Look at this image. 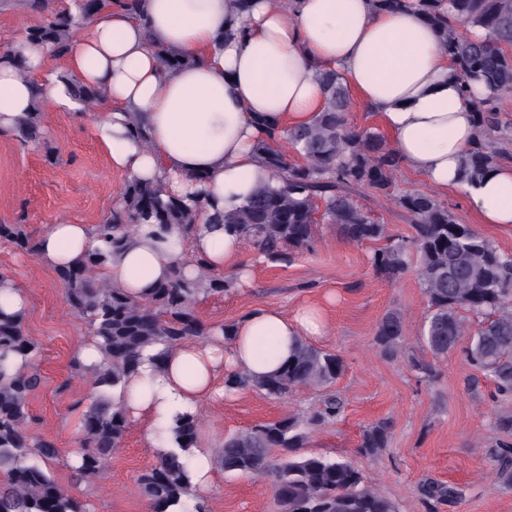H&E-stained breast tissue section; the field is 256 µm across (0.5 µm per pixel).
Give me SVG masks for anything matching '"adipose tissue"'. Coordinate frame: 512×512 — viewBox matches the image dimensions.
<instances>
[{
  "mask_svg": "<svg viewBox=\"0 0 512 512\" xmlns=\"http://www.w3.org/2000/svg\"><path fill=\"white\" fill-rule=\"evenodd\" d=\"M158 44L190 64L165 67L154 52ZM23 55L31 76L43 69L44 49L27 46ZM66 69L105 93L92 124L112 168L159 184L164 196L199 195L221 208L278 185L279 173L260 162L253 144L264 126L312 120L324 105L322 69L342 74L379 114L404 164L435 189L460 186L461 161L477 132L435 31L416 10L379 11L372 0H144L138 18L107 8L73 40ZM31 76L0 64V130L13 129L40 90L72 107L60 84L38 86ZM138 123L148 144L133 134ZM467 196L482 223L512 224V167L492 168ZM106 247L95 226L62 221L41 235L37 258L55 270ZM242 250L238 234L210 224L202 210L189 238L175 232L164 246L138 227L99 276L144 300L189 252L216 272L235 266L247 280ZM325 333L316 306L290 314L253 310L237 321L232 343L184 342L160 370L144 360L125 384L123 403L130 420L144 424L150 445L166 451L176 419L221 395V376L276 373L297 339Z\"/></svg>",
  "mask_w": 512,
  "mask_h": 512,
  "instance_id": "adipose-tissue-1",
  "label": "adipose tissue"
}]
</instances>
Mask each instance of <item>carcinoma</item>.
<instances>
[{
  "label": "carcinoma",
  "instance_id": "obj_1",
  "mask_svg": "<svg viewBox=\"0 0 512 512\" xmlns=\"http://www.w3.org/2000/svg\"><path fill=\"white\" fill-rule=\"evenodd\" d=\"M380 10L414 8L437 33L450 58L452 75L465 89L476 120L477 138L466 153L462 180H481L498 160L509 156L512 125L500 117L503 98L512 94V0H374ZM118 6L133 15L141 0H71V6L48 15L23 30L27 41L50 54L67 53L77 32L91 16ZM479 27L486 37L475 39L462 29ZM156 53L169 68L191 63L167 48ZM326 97L324 108L307 125L267 127L255 144V153L282 174V184L259 187L235 209H213V224L230 226L257 253L283 260L309 247L317 221L337 225L357 243L387 239L370 258L374 273L388 281L416 271L427 301L421 339L431 354L441 358L460 347L470 363L494 386L503 400H512V254L501 252L474 227L462 224L448 206L419 191L395 196L413 229L409 239L392 241L388 228L370 219L354 198L369 187L389 196L394 174L402 162L383 135L356 130L347 120L348 87L332 69L319 73ZM70 98L80 107L98 103L104 93L83 85L65 73L57 74ZM489 94L473 93L471 82ZM47 100L37 92L32 110L15 131L27 142L45 140L41 116ZM205 201L187 202L163 197L155 183L139 178L124 182L120 198L97 231L116 250L142 224L161 235L180 232L188 237L196 210ZM0 242L25 252L34 251L19 224H0ZM97 251L76 264L56 271L69 306L87 324L103 361L95 366V384L117 391L112 400L94 403L81 421V449L71 469L78 478L97 476L112 451L120 447L130 421L122 403L123 386L136 374L143 353L154 350L155 367L162 368L170 351L193 338H209L211 330L196 315L204 297L224 295L238 287V277L209 271L196 260L198 276H186L183 264L172 265L169 277L145 302L118 288L94 280L92 272L108 261ZM22 310L0 304V512H89V504L65 491L54 479L49 463L59 449L30 431L29 398L41 382L32 368L35 344L24 331ZM405 335L400 313L389 311L379 320L374 342L389 357L398 354ZM25 364L15 367V360ZM344 371L343 359L300 338L288 364L277 374L253 378L237 372L224 379L228 391L257 389L280 400L299 387H327ZM340 401L327 398L304 416L285 415L224 437L217 451L226 473L272 479L277 512H400L398 505L365 481L350 461L298 454L309 432L336 419ZM201 415L176 420L171 430L175 447L142 471L136 484L150 512L191 494L181 452L198 444ZM501 439L490 451L497 481L512 487V411L496 418ZM390 424L376 421L362 430L358 452L376 457L387 447ZM426 512L461 497L454 485L426 481L420 486Z\"/></svg>",
  "mask_w": 512,
  "mask_h": 512
}]
</instances>
